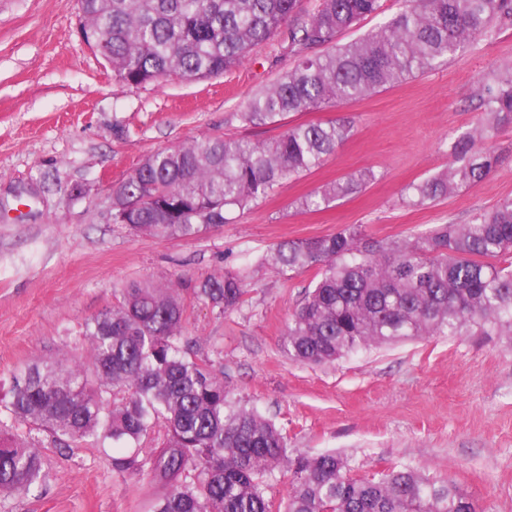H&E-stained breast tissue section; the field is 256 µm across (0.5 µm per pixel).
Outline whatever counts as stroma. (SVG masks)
Masks as SVG:
<instances>
[{
	"label": "stroma",
	"instance_id": "stroma-1",
	"mask_svg": "<svg viewBox=\"0 0 512 512\" xmlns=\"http://www.w3.org/2000/svg\"><path fill=\"white\" fill-rule=\"evenodd\" d=\"M511 62L512 27L363 99L289 115L292 124L348 117L354 128L322 166L235 223L169 241L113 223V184L165 148L276 137L239 114L292 67L284 32L221 75L134 87L83 41L77 0H0V397L26 364L76 355L86 320L116 304L121 288L249 267L238 309L191 304L182 329L200 358L221 362L234 398L283 427L295 452L343 454L360 475L411 466L455 482L479 512H512V338L429 336L305 365L282 340L315 272L285 280L260 263L277 244L350 224L373 240H405L512 197L511 125L484 145L497 158L484 180L429 204L405 199L408 185L448 166L452 143L477 122L481 82ZM365 170L374 178L361 190L301 208ZM40 453L41 487L0 499V512H148L154 485L114 471L97 449L47 442Z\"/></svg>",
	"mask_w": 512,
	"mask_h": 512
}]
</instances>
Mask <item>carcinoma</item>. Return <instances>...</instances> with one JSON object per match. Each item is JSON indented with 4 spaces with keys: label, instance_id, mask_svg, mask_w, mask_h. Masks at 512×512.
Returning <instances> with one entry per match:
<instances>
[{
    "label": "carcinoma",
    "instance_id": "obj_1",
    "mask_svg": "<svg viewBox=\"0 0 512 512\" xmlns=\"http://www.w3.org/2000/svg\"><path fill=\"white\" fill-rule=\"evenodd\" d=\"M86 43L114 78L143 86L179 75L205 79L239 64L296 12L298 0H77ZM381 0H320L288 30L298 57L240 113L248 126L281 127L270 141L218 138L150 155L112 187V223L138 235L186 239L236 213L331 156L352 122L284 126L291 113L362 99L490 42L512 24V0H413L376 31L337 45V34L378 13ZM322 46L330 47L325 53ZM474 129L452 144L447 169L409 186L424 205L480 182L496 158L479 150L512 125V65L487 75ZM372 179L369 171L301 202L317 207ZM284 279L312 267L316 281L288 322L283 347L322 364L359 349L425 336L512 335V198L466 224H439L410 241H369L358 227L278 245L266 259ZM243 272L211 274L192 288L132 284L84 326L88 361L48 359L14 377L0 401V494L42 485L39 435L63 448L128 449L113 469L163 488L150 512H477L450 481L403 467L353 474L340 454H288V435L224 390L223 370L198 357L181 331L189 301L224 314L248 293ZM22 425L25 435L12 428ZM154 448L143 452L147 438ZM288 473L285 501L268 496Z\"/></svg>",
    "mask_w": 512,
    "mask_h": 512
}]
</instances>
